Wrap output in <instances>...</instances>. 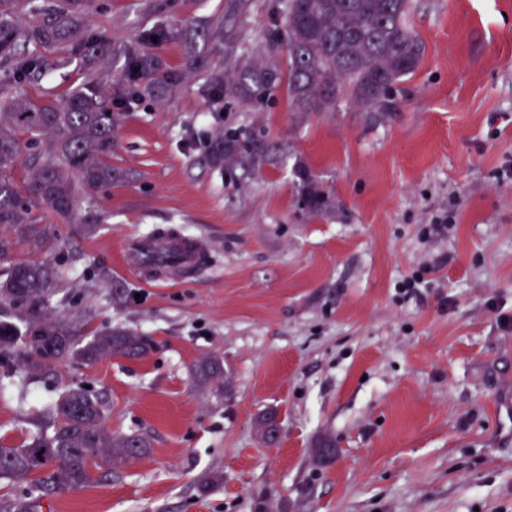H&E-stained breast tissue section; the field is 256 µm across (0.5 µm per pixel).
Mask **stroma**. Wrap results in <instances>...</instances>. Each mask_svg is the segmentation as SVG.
<instances>
[{"label": "stroma", "instance_id": "obj_1", "mask_svg": "<svg viewBox=\"0 0 512 512\" xmlns=\"http://www.w3.org/2000/svg\"><path fill=\"white\" fill-rule=\"evenodd\" d=\"M275 0H93L88 36L133 42L156 29L176 90L124 109L97 195L94 235L68 224L41 256L72 267L51 312L84 343L106 327L149 337L142 359L49 371L0 360V448L28 444L68 386L104 403L112 433L149 455L48 495L0 477V508L34 512H512V0H413L424 46L397 109L370 112L343 92L331 112H299L280 85L251 107L210 94L207 72L240 53L267 57ZM203 70H184L182 35ZM262 135L273 159L219 172L216 126ZM305 164L331 197L302 206ZM442 234H425L434 222ZM204 238L211 263L144 279L124 243L161 228ZM417 293L400 287L413 275ZM224 361L232 399L195 365ZM277 444L255 435L267 408ZM335 457L315 461L321 440ZM219 482H212V475Z\"/></svg>", "mask_w": 512, "mask_h": 512}]
</instances>
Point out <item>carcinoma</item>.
<instances>
[{"label": "carcinoma", "mask_w": 512, "mask_h": 512, "mask_svg": "<svg viewBox=\"0 0 512 512\" xmlns=\"http://www.w3.org/2000/svg\"><path fill=\"white\" fill-rule=\"evenodd\" d=\"M91 0H0V350L19 368H54L73 361L94 363L106 357L140 358L153 349L147 336L107 328L76 345L69 325L44 308L66 278L49 261L19 259L14 246L40 250L56 224H79L88 234L99 223L91 204L112 184L113 131L121 113L103 101L106 83L116 77L115 101L127 105L148 91L163 96L156 75L160 61L136 44L92 42L84 28ZM411 0H278L275 17L286 21L287 41L271 35L273 60L258 64L238 58L231 71L208 73L210 91L245 105L268 102L282 77L278 56L288 54V95L302 112H330L344 87L372 112L396 110L397 85L422 57V42L408 24ZM123 61L120 73L114 63ZM84 69V88L64 99L32 101L25 86L37 77L70 65ZM208 157L219 169L257 168L270 146L251 132L218 129L208 142ZM26 172L14 177L17 166ZM300 201L321 212L329 197L307 167L296 168ZM21 313L25 329L7 317ZM195 373L203 384H224V364L202 360ZM102 403L80 387L62 392L49 410L50 425L23 448H10L0 476L25 479L55 462L52 482L64 488L90 483L93 470L119 469L149 454L144 436L107 432Z\"/></svg>", "instance_id": "carcinoma-1"}]
</instances>
